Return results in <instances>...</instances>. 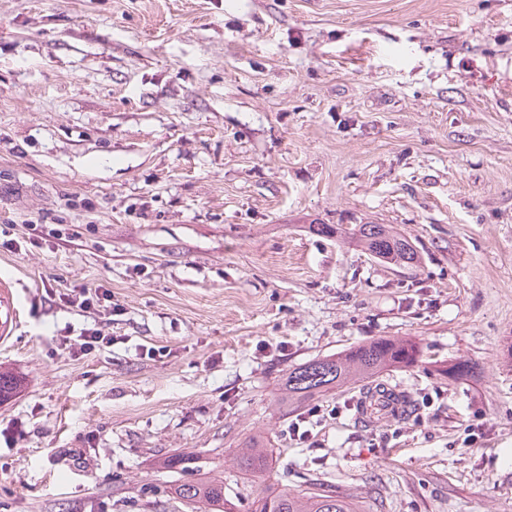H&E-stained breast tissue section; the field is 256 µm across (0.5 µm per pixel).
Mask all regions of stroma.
I'll return each instance as SVG.
<instances>
[{
  "label": "stroma",
  "mask_w": 512,
  "mask_h": 512,
  "mask_svg": "<svg viewBox=\"0 0 512 512\" xmlns=\"http://www.w3.org/2000/svg\"><path fill=\"white\" fill-rule=\"evenodd\" d=\"M367 223L418 264L310 231ZM0 273V512H204L178 455L230 497L512 512V0H0ZM383 336L423 349L380 376L412 414L359 418L358 383L283 406L290 368ZM17 281L0 274V342L15 336L21 322V308L18 299ZM273 462V449L266 448L258 439L250 440L245 448H239L235 458L236 467L251 475L270 470ZM237 492L238 500L245 494L253 497L252 512H363L360 502L343 497L335 487L324 483L309 482L295 491H283L277 494L265 490L250 489ZM237 500V502H238Z\"/></svg>",
  "instance_id": "35a3bbf8"
}]
</instances>
